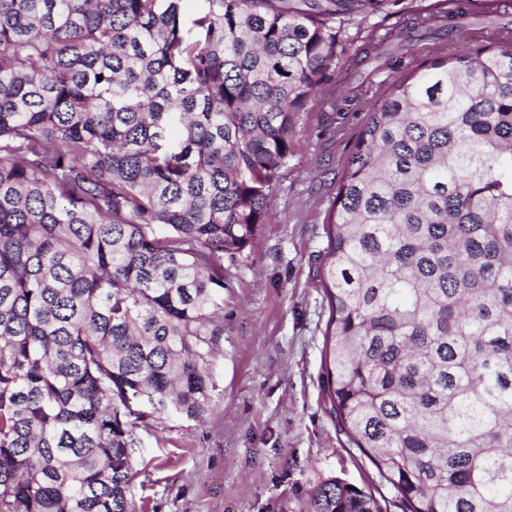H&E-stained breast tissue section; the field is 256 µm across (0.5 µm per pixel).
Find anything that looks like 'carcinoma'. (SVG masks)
<instances>
[{"label":"carcinoma","mask_w":512,"mask_h":512,"mask_svg":"<svg viewBox=\"0 0 512 512\" xmlns=\"http://www.w3.org/2000/svg\"><path fill=\"white\" fill-rule=\"evenodd\" d=\"M182 2L0 0V512H137L140 432L209 410L224 255L303 114L355 104L332 411L405 512H512V0H412L399 34L368 23L399 0ZM309 498L381 512L336 476Z\"/></svg>","instance_id":"obj_1"}]
</instances>
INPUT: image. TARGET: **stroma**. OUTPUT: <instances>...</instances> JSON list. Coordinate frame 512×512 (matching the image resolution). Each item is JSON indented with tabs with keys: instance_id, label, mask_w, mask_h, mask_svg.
<instances>
[{
	"instance_id": "35a3bbf8",
	"label": "stroma",
	"mask_w": 512,
	"mask_h": 512,
	"mask_svg": "<svg viewBox=\"0 0 512 512\" xmlns=\"http://www.w3.org/2000/svg\"><path fill=\"white\" fill-rule=\"evenodd\" d=\"M366 115L361 106L330 125L305 114L273 223L224 261L207 416L163 418L142 437L132 494L144 512H309L310 490L330 476L373 492L382 512H403L338 426L324 361V219Z\"/></svg>"
}]
</instances>
